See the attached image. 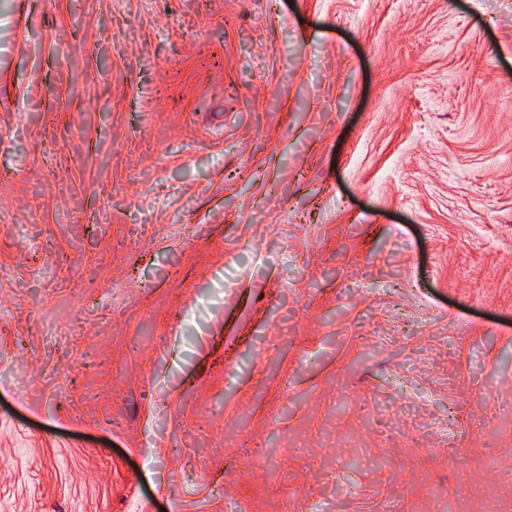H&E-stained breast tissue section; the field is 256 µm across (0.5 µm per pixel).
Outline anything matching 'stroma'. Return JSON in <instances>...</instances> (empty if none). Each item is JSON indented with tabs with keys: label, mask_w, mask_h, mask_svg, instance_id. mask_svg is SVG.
<instances>
[{
	"label": "stroma",
	"mask_w": 512,
	"mask_h": 512,
	"mask_svg": "<svg viewBox=\"0 0 512 512\" xmlns=\"http://www.w3.org/2000/svg\"><path fill=\"white\" fill-rule=\"evenodd\" d=\"M0 512H512V0H0Z\"/></svg>",
	"instance_id": "1"
}]
</instances>
